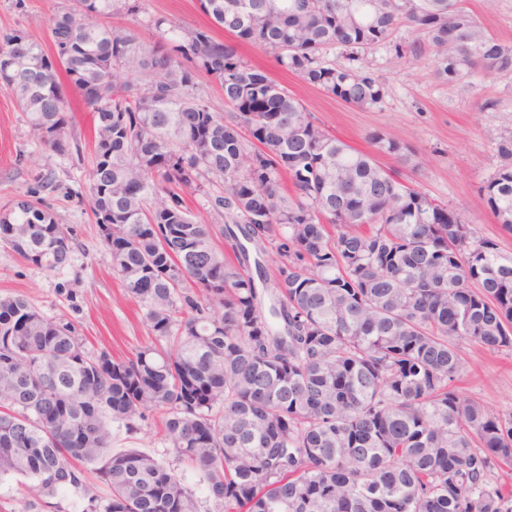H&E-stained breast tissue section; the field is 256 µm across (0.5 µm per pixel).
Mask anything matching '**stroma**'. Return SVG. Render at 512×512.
Segmentation results:
<instances>
[{
  "label": "stroma",
  "instance_id": "35a3bbf8",
  "mask_svg": "<svg viewBox=\"0 0 512 512\" xmlns=\"http://www.w3.org/2000/svg\"><path fill=\"white\" fill-rule=\"evenodd\" d=\"M145 4L149 14L170 21L164 35L170 39L208 22L199 0H145ZM73 5L74 0H0V40L20 31L52 52L48 20ZM463 5L499 42L512 44V0H463ZM244 54L299 98L321 128L356 150L376 153L398 180L447 204L463 215L477 237L512 253V232L498 223L481 194L502 164L498 138L512 134V73H478L466 81L445 83L435 75L434 54L425 34L403 24L391 41L371 49L351 52L338 46L323 54L326 63L344 65L381 83V102L365 109L304 84L260 48L245 47ZM66 97L70 149L56 155L39 146L12 95L0 90V208L26 196L42 199L72 237L69 264L53 271L0 247V297L26 296L44 316L73 320L89 350L123 359L151 343L152 337L142 322L140 305L125 295L113 274L88 206L93 114L74 89H67ZM375 132L405 145L408 157L377 153L371 139ZM275 247L271 240L250 242L246 259L236 263L242 273L263 275L260 305L264 308L272 303L279 285L273 267L260 272L255 263ZM460 350L464 371L456 382L459 393L491 412H512V348L489 351L464 343ZM111 430L113 450L135 448L176 466L159 414L147 413L135 430L117 422ZM23 502L28 503V512H83L85 507L84 501L66 492L42 496L31 479L0 478V512H14Z\"/></svg>",
  "mask_w": 512,
  "mask_h": 512
}]
</instances>
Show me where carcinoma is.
<instances>
[{
	"label": "carcinoma",
	"instance_id": "1",
	"mask_svg": "<svg viewBox=\"0 0 512 512\" xmlns=\"http://www.w3.org/2000/svg\"><path fill=\"white\" fill-rule=\"evenodd\" d=\"M200 0L212 26L149 46L88 21L146 13L143 0H76L49 19L53 60L5 38L0 89L42 148L63 155L70 116L59 71L94 114L88 204L112 209L103 238L112 270L154 337L127 359L86 351L71 322L24 296L0 299V476L69 492L87 512H197L182 474L136 449L112 451L108 421L163 414L184 468L221 512H512L490 476L512 461V413L463 398L459 342L512 347V255L477 240L463 217L398 181L375 156L316 125L302 102L250 63L241 46L359 108L380 83L323 50H365L408 23L424 32L445 82L512 72L460 0ZM228 39L217 40L212 27ZM41 62L32 91L14 58ZM123 70L141 75L119 84ZM217 80L212 112L197 77ZM112 97L89 93L105 82ZM375 144L401 156L381 134ZM485 201L512 231V135ZM276 239L279 292L265 314L251 276L230 264L184 198ZM0 243L32 265L70 260L68 229L40 199L4 207Z\"/></svg>",
	"mask_w": 512,
	"mask_h": 512
}]
</instances>
